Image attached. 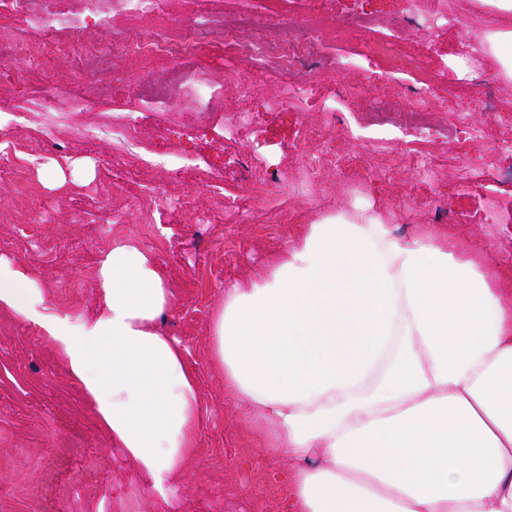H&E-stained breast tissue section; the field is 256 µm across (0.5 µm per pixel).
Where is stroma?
I'll list each match as a JSON object with an SVG mask.
<instances>
[{
  "mask_svg": "<svg viewBox=\"0 0 512 512\" xmlns=\"http://www.w3.org/2000/svg\"><path fill=\"white\" fill-rule=\"evenodd\" d=\"M225 16L264 11L271 17L306 15L313 0H220ZM324 8L346 20L374 13L386 23L378 39L395 43L416 62L414 70L395 72L388 58L377 56L371 70L415 86L429 77L446 115L467 106L486 137L480 153L498 158L502 171L512 170V127L487 122L483 104L465 98L457 88L460 75H496L494 97L512 105V79L501 77L492 55L473 62L468 43L474 27L484 32L512 29V16L483 8L464 11L459 22L396 30L406 0H323ZM56 12L83 37L84 67L45 44L29 9L0 0V40L40 44L48 60L42 76L0 89L7 107L0 111V255L37 272L47 306L53 313H93L96 272L113 241H129L159 264L174 294L165 328L189 349L188 366L211 413L198 448L199 460L173 495L163 497L137 473L123 449L113 447L99 428L80 387L69 377L41 331L22 319L0 312V512H290L285 484L288 457L269 450L268 433L256 429L224 390V376L210 362L211 320L224 302V291L266 268L307 224L336 211L352 210L357 198L379 213L398 233L416 227L400 223L397 202L413 201L419 210L440 205L457 218L442 231L483 261L489 273L512 289V223L489 224L490 210H512V185L484 180L472 167L475 190L466 196L455 188L458 160L453 149L435 140L417 144L434 153L441 166L434 180L418 181L398 160L399 146L376 140L372 91L360 73L343 76L333 60L357 56L363 35L328 34L326 57L318 66L321 94L336 103L335 128L328 131L336 156L324 182L348 176L361 181L360 196L336 192L322 196L321 186L256 188L252 171L264 165H287L298 151H314L308 134L321 112L301 101L281 104L283 78L258 65L200 53L190 65L191 77L165 111L143 109L141 97L151 83L164 81L157 64L131 68L119 47L111 48L108 65L89 67L101 44L117 30L149 35L150 22L113 10L106 0H58ZM207 84L222 96L204 107L197 88ZM258 94L251 102L255 121L250 133L226 139L234 120L239 85ZM56 103L44 109V93ZM139 121L138 145L126 149L110 140L112 124L128 117ZM98 130L88 139V130ZM55 160L65 183L49 187L30 156ZM158 155L169 165L187 166L189 174L174 183L149 165ZM191 196L189 209L171 199ZM239 207L228 211L225 197ZM271 198L280 209L296 213L294 224H277L257 204Z\"/></svg>",
  "mask_w": 512,
  "mask_h": 512,
  "instance_id": "stroma-1",
  "label": "stroma"
}]
</instances>
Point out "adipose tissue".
<instances>
[{
    "mask_svg": "<svg viewBox=\"0 0 512 512\" xmlns=\"http://www.w3.org/2000/svg\"><path fill=\"white\" fill-rule=\"evenodd\" d=\"M93 315L48 312L0 256V311L37 326L98 425L158 491L196 459L209 417L164 329L157 263L118 240ZM211 363L275 431L292 512H512V289L453 239L397 234L367 207L310 224L226 289Z\"/></svg>",
    "mask_w": 512,
    "mask_h": 512,
    "instance_id": "1",
    "label": "adipose tissue"
}]
</instances>
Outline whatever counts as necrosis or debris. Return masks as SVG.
<instances>
[{
    "mask_svg": "<svg viewBox=\"0 0 512 512\" xmlns=\"http://www.w3.org/2000/svg\"><path fill=\"white\" fill-rule=\"evenodd\" d=\"M113 6L124 12L149 18L154 29L150 38H142L132 30L116 33L115 42L125 57L132 62L152 60L165 66L170 74L168 83L156 86L147 103L150 111H164L168 98L174 94L176 83L182 82L186 73L185 63L201 50L208 49L224 57H233L241 63L261 62L267 66L293 73V80L286 82L281 101H306L319 104L325 119H332L335 108L323 102L320 95V79L307 71V63L323 52V35L335 21L325 13L316 18L284 15L277 22H269L260 14H247L236 23L225 24L215 15L212 0H198V13L192 28L174 31L165 17L163 0H113ZM416 99L398 118L381 117L376 126L379 135H387L390 129H398L406 148L399 155L401 161L412 166L420 179L432 178L438 171V158L432 154L409 150V143L422 140L425 133L436 131L441 138L455 142L456 132L466 127L472 140L483 136L481 127L475 126L468 110L455 113L450 122H441L442 104L432 83L420 82Z\"/></svg>",
    "mask_w": 512,
    "mask_h": 512,
    "instance_id": "1",
    "label": "necrosis or debris"
}]
</instances>
